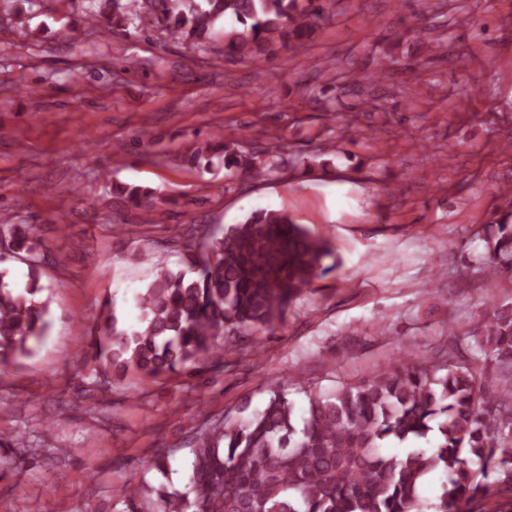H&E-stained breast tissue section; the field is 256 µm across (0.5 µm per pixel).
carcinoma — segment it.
Wrapping results in <instances>:
<instances>
[{"instance_id": "obj_1", "label": "carcinoma", "mask_w": 512, "mask_h": 512, "mask_svg": "<svg viewBox=\"0 0 512 512\" xmlns=\"http://www.w3.org/2000/svg\"><path fill=\"white\" fill-rule=\"evenodd\" d=\"M85 22L114 29L159 27L177 43L201 46L221 22L224 55L260 62L274 46L313 30L331 0H83ZM282 146L245 154L212 133L183 148L179 159L210 171L219 158L227 176L274 171ZM133 208L158 201L156 191L117 188ZM484 231L487 269H512V207ZM184 243V269L164 268L138 297L140 323L128 330L102 312L96 356L123 375L158 376L221 357L227 338L272 330L334 254L287 213L260 210ZM27 224H0V374L32 356L47 336L41 299L42 256ZM26 265L19 291L6 282L10 261ZM430 357L403 349L368 376L317 391L297 372L268 388L261 408L244 404L210 420L188 443L189 483H129L105 512H421L420 486L446 476L435 512H494L512 506V306L493 303L464 333ZM307 397L297 416L290 391ZM432 437L430 448L383 451L389 442Z\"/></svg>"}]
</instances>
